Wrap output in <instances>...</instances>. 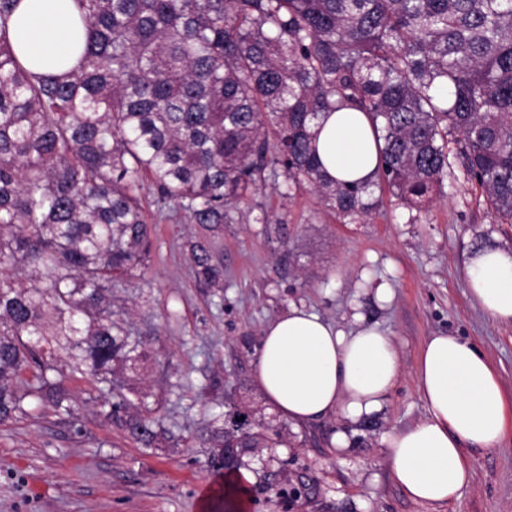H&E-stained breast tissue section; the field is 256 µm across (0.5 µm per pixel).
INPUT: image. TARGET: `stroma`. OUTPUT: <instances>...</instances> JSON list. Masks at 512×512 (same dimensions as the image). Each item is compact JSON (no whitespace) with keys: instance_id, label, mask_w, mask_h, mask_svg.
Instances as JSON below:
<instances>
[{"instance_id":"1","label":"stroma","mask_w":512,"mask_h":512,"mask_svg":"<svg viewBox=\"0 0 512 512\" xmlns=\"http://www.w3.org/2000/svg\"><path fill=\"white\" fill-rule=\"evenodd\" d=\"M281 185L267 180L233 223L209 233L181 216L152 219L147 267L112 291L113 322L148 354L116 379L147 393V413L166 436L143 447L104 420L93 384L67 381L80 429L48 405L37 419L0 426V512H224V472L211 465L207 437L212 413L228 399L283 432L281 446L244 457L253 476L249 512H512V323L493 320L471 298L465 271L476 248H512V224L458 166L427 209L388 194L366 223H340L306 187L282 198ZM203 235L224 269L223 287H204L192 272L190 245ZM382 286L388 299L377 297ZM292 304L348 330L359 316L392 336L403 374L379 413L297 426L273 409L254 361L263 327ZM436 334L474 343L506 394L501 443L467 447L471 481L442 505L403 492L384 444L426 414L411 371ZM339 431L343 450L331 444Z\"/></svg>"}]
</instances>
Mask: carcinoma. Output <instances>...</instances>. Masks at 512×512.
I'll list each match as a JSON object with an SVG mask.
<instances>
[{
    "label": "carcinoma",
    "instance_id": "carcinoma-1",
    "mask_svg": "<svg viewBox=\"0 0 512 512\" xmlns=\"http://www.w3.org/2000/svg\"><path fill=\"white\" fill-rule=\"evenodd\" d=\"M0 0V424L48 402L81 426L65 381L116 394L105 420L149 447L165 430L115 391L146 357L112 323V285L146 266L144 183L166 218L211 230L267 180L307 185L364 221L388 190L423 209L460 164L512 222V0H74L75 66L38 75L7 38ZM368 115L372 179L329 177L321 117ZM195 274L224 287L206 240ZM229 401L210 437L273 448V425Z\"/></svg>",
    "mask_w": 512,
    "mask_h": 512
}]
</instances>
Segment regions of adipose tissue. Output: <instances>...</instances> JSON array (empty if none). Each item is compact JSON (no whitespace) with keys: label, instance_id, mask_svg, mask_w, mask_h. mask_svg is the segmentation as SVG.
Listing matches in <instances>:
<instances>
[{"label":"adipose tissue","instance_id":"1","mask_svg":"<svg viewBox=\"0 0 512 512\" xmlns=\"http://www.w3.org/2000/svg\"><path fill=\"white\" fill-rule=\"evenodd\" d=\"M77 29L72 0H19L9 38L21 63L41 73L70 65ZM318 156L329 176L370 177L377 146L367 116L334 112L319 123ZM470 293L493 319L512 322V249L484 248L466 266ZM402 375L391 336L375 325L345 330L306 307L292 305L262 330L255 380L282 416L311 425L336 415L354 421L378 413ZM412 379L427 409L414 426L385 438L394 482L411 499L443 504L471 478L465 444L501 439L503 393L490 362L475 345L438 334L422 346Z\"/></svg>","mask_w":512,"mask_h":512}]
</instances>
